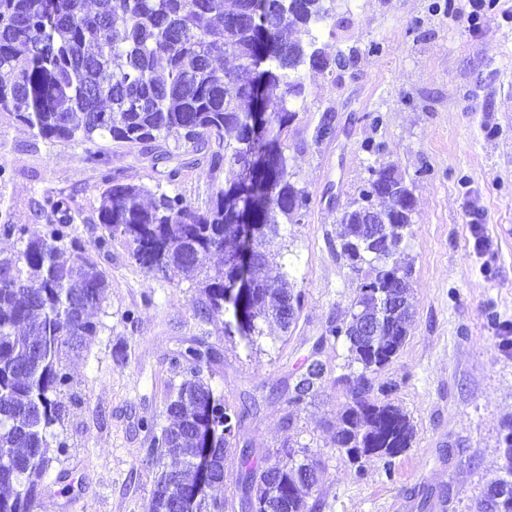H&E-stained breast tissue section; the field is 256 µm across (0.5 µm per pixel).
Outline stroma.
Returning <instances> with one entry per match:
<instances>
[{
  "instance_id": "stroma-1",
  "label": "stroma",
  "mask_w": 512,
  "mask_h": 512,
  "mask_svg": "<svg viewBox=\"0 0 512 512\" xmlns=\"http://www.w3.org/2000/svg\"><path fill=\"white\" fill-rule=\"evenodd\" d=\"M434 2L331 4L338 26L319 45L330 56L353 49L354 60L333 75L305 71L306 108L290 128V164L311 203L303 223L281 227L274 270L303 294L288 331L265 325L247 346L225 337L223 319L200 317L194 282L146 272L117 242L97 256L109 288L91 312L96 335L62 359L71 379L46 433L32 512H147L158 469L145 450L166 423L167 393L190 378L172 358L209 347L217 359L204 375L214 393L231 407L246 394L257 404L239 446L260 455L304 446L320 464L315 512H395L418 484L443 481L446 512H474L500 475L512 423V0H486L476 16L467 0H452L448 11ZM373 42L379 51H369ZM326 111L336 136L317 145L312 133ZM369 140L383 143L380 157L363 150ZM102 146L122 182L181 194L200 210L234 175L202 160L171 183L139 146ZM83 155L80 141L45 142L0 114V162L13 171L0 183V209L37 233L36 202L64 193L77 236L92 246L106 186ZM378 162L394 165L415 199L413 234L401 245L413 266V322L397 357L374 376L395 384L390 399L415 430L389 469L337 448L345 396L336 379L347 371V346L323 338L331 322L349 318L359 284L340 253L338 217ZM315 346L324 379L314 399L291 406L288 386ZM118 350L124 363L113 358Z\"/></svg>"
}]
</instances>
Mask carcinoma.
<instances>
[{
    "mask_svg": "<svg viewBox=\"0 0 512 512\" xmlns=\"http://www.w3.org/2000/svg\"><path fill=\"white\" fill-rule=\"evenodd\" d=\"M326 0H267L264 31L252 27L254 0H0V112L48 141L79 140L84 161L108 188L101 196L97 221L105 233L94 249L107 254L119 238L134 261L149 273L177 271L195 282L202 295L199 313L208 320L226 316L224 335L246 345L262 334L260 322L274 320L283 330L286 307L301 308L302 292L285 276L271 280L267 268L276 253L271 245L280 225L301 224L310 195L295 180L288 157V131L304 106L303 68L333 74L341 57H326L317 47L318 30L332 18ZM230 56L231 69L215 65ZM263 61L265 86L279 87L275 99L261 97L266 122L246 137L252 121V65ZM333 113H322L312 141L335 136ZM139 144L153 167L163 166L168 182L181 178L193 161L162 147L202 153L213 171L238 166L235 179L217 188L201 211L178 193L156 192L142 185L119 183L109 153L97 140ZM265 158V179L247 172L244 157ZM385 187L372 181L338 218L343 227L341 254L361 275L350 320L330 324L325 338L348 344L350 363L359 371L336 378L347 401L336 429V447L356 457L393 459L411 447L414 427L392 404L393 385L374 386L371 375L398 355L412 323V265L394 256L412 235L414 197L394 166L373 169ZM373 206L381 214L380 238L359 211ZM250 207L261 227L263 260L256 266L253 290L246 301L226 294L233 287L238 225ZM42 230L28 235L0 212V234L21 247L0 254V512H31L49 450L47 429L61 414L55 396L69 382L62 356L96 334L90 312L105 298L108 282L92 255L74 235L69 199L52 194L37 203ZM224 256V268L213 273L200 266L207 254ZM400 285L401 301L390 303L389 286ZM377 321L375 332L357 333L354 318ZM210 351L190 349L172 361L184 365L192 379L170 392L166 414L173 423L153 436L146 455L161 466L148 512H174L179 496L192 494V456L196 433L215 424L226 431L224 446L214 449L217 480L224 485V460L236 457L239 507L264 503L278 492L288 495V512H309L308 498L318 478L302 447L298 455L268 454L257 463L252 448H230L249 416L252 397L231 411L218 401L208 408L212 389L204 367ZM317 387L297 378L289 403L300 406ZM504 477L483 493L478 512H512V427L503 440ZM228 500L200 496L197 512H226Z\"/></svg>",
    "mask_w": 512,
    "mask_h": 512,
    "instance_id": "cac0c4a2",
    "label": "carcinoma"
}]
</instances>
